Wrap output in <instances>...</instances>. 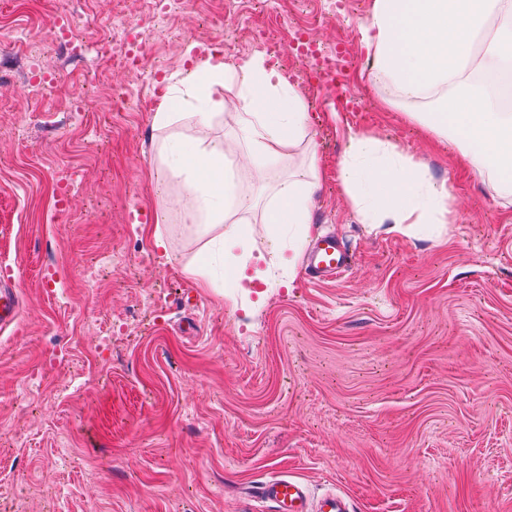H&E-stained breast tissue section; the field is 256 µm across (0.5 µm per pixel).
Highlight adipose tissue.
Returning <instances> with one entry per match:
<instances>
[{"mask_svg":"<svg viewBox=\"0 0 512 512\" xmlns=\"http://www.w3.org/2000/svg\"><path fill=\"white\" fill-rule=\"evenodd\" d=\"M367 26L374 66L400 99H439L438 108L407 112V119L453 143L501 197L511 198L512 113L490 90L469 81L476 71L512 72V0H372ZM480 34L483 45L471 53ZM228 110L235 114L230 140L170 132L183 118L205 126ZM153 122L165 132L157 153L185 191L183 220L223 255L225 287L260 279L265 266L295 268L320 179L315 149H308L299 171L271 188L264 207L270 246L258 264L238 225L251 204L224 160L241 151L262 171L286 150L307 144V102L297 84L260 54L238 63L211 56L172 84ZM347 140L337 176L364 223L388 224L401 233L415 224L452 223L445 186L427 180L396 146L363 131H348Z\"/></svg>","mask_w":512,"mask_h":512,"instance_id":"obj_1","label":"adipose tissue"}]
</instances>
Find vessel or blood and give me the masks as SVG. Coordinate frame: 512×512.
Instances as JSON below:
<instances>
[{"label": "vessel or blood", "mask_w": 512, "mask_h": 512, "mask_svg": "<svg viewBox=\"0 0 512 512\" xmlns=\"http://www.w3.org/2000/svg\"><path fill=\"white\" fill-rule=\"evenodd\" d=\"M353 255L336 237L317 239L307 260V275L321 282L340 275L350 267ZM18 314V295L12 278L0 279V328L12 325ZM256 496L267 503L271 512H351L348 499L340 494L328 493L312 499L303 482L280 477L262 482Z\"/></svg>", "instance_id": "1"}]
</instances>
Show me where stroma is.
Listing matches in <instances>:
<instances>
[{"label":"stroma","mask_w":512,"mask_h":512,"mask_svg":"<svg viewBox=\"0 0 512 512\" xmlns=\"http://www.w3.org/2000/svg\"><path fill=\"white\" fill-rule=\"evenodd\" d=\"M331 5L189 0L157 16L151 0H0V61L13 62L0 79V269L20 295L0 330V512H253L249 487L276 476L341 493L354 512H512V203L378 100L371 0ZM62 12L94 47L76 82L38 97L21 55L57 64L45 41ZM138 19L160 75L131 78L98 49ZM300 26L351 54L347 91L365 106L341 112L327 87L303 86L322 169L309 236L335 234L355 261L330 282L299 265L228 297L186 272L205 242L158 176L153 116L200 45L226 35L238 61L259 51L253 29L285 42ZM120 84L127 112L111 109ZM79 88L94 111L69 112ZM348 128L445 184L454 223L363 224L336 174ZM235 164L262 251L264 185ZM135 209L150 221L130 222ZM102 259L86 280L82 265Z\"/></svg>","instance_id":"obj_1"}]
</instances>
